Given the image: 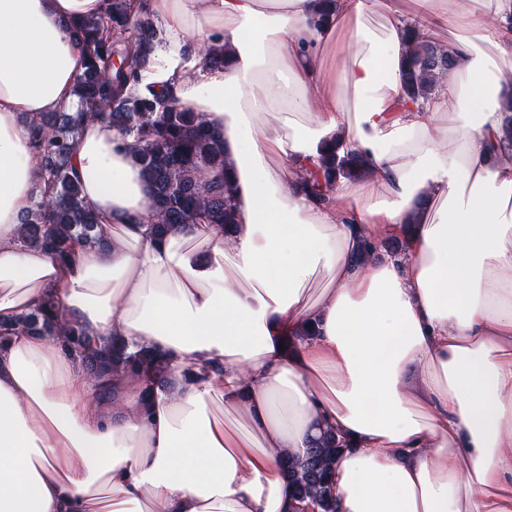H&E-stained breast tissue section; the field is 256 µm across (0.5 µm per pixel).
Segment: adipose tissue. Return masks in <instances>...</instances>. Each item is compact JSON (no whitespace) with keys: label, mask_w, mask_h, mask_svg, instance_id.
<instances>
[{"label":"adipose tissue","mask_w":512,"mask_h":512,"mask_svg":"<svg viewBox=\"0 0 512 512\" xmlns=\"http://www.w3.org/2000/svg\"><path fill=\"white\" fill-rule=\"evenodd\" d=\"M105 6L0 0V512H295L282 453L328 427L336 512H512V150L486 149L512 0H336L326 24L316 0H144L165 40L138 85L223 133L237 224L150 237L148 182L91 122L73 165L112 247L62 260L18 238L26 119L76 109L71 26ZM413 23L456 62L435 100L403 88ZM332 143L371 173L319 203L294 175ZM386 236L406 258L351 263ZM49 296L94 346L164 355L175 386L103 395L58 337L17 330Z\"/></svg>","instance_id":"adipose-tissue-1"}]
</instances>
